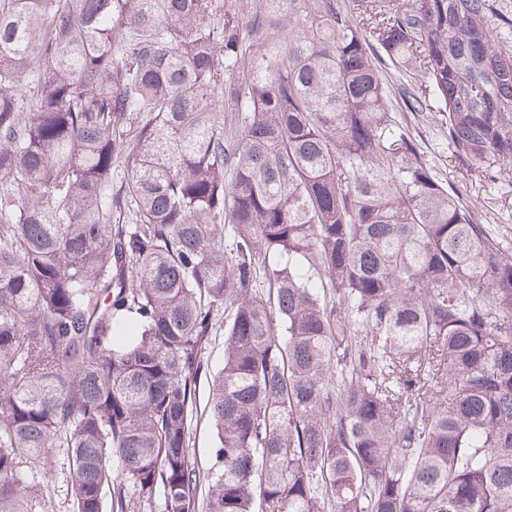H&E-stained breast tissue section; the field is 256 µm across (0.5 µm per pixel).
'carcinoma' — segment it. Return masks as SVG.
Masks as SVG:
<instances>
[{
  "label": "carcinoma",
  "instance_id": "carcinoma-1",
  "mask_svg": "<svg viewBox=\"0 0 512 512\" xmlns=\"http://www.w3.org/2000/svg\"><path fill=\"white\" fill-rule=\"evenodd\" d=\"M496 10L0 0V512H512V248L386 78L498 178ZM205 357L208 360L209 373L201 375L196 391V407L191 422L192 441L196 458L201 467L208 468L213 460V448L216 446L215 436L208 419V395L211 378L224 363V326L209 337L205 345ZM20 477L26 484L49 485L54 499V512H73V498L68 486V464L64 448L54 453L43 474L30 472L26 466H22Z\"/></svg>",
  "mask_w": 512,
  "mask_h": 512
}]
</instances>
